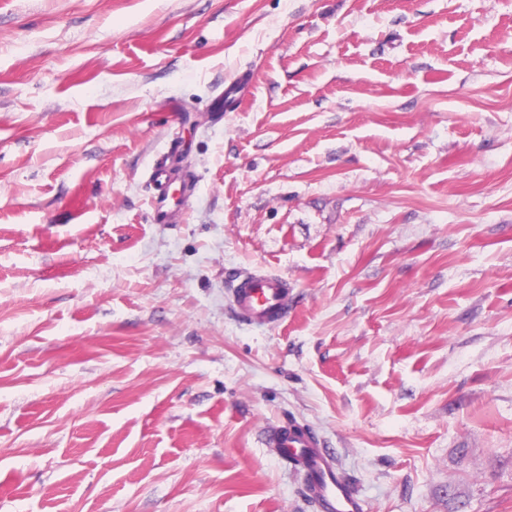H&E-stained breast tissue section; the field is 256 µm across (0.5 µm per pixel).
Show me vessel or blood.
<instances>
[{"label":"vessel or blood","instance_id":"obj_1","mask_svg":"<svg viewBox=\"0 0 512 512\" xmlns=\"http://www.w3.org/2000/svg\"><path fill=\"white\" fill-rule=\"evenodd\" d=\"M152 176L158 191L151 200L156 223L171 222L181 210L184 192L175 189L176 178L164 160H157ZM287 279L253 274L237 279L231 296L235 311L251 323L263 325L286 318ZM269 442L279 457L297 472L304 493L317 512H364L363 499L339 469L336 456L313 433L294 423L271 428Z\"/></svg>","mask_w":512,"mask_h":512}]
</instances>
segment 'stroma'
I'll list each match as a JSON object with an SVG mask.
<instances>
[{"instance_id":"1","label":"stroma","mask_w":512,"mask_h":512,"mask_svg":"<svg viewBox=\"0 0 512 512\" xmlns=\"http://www.w3.org/2000/svg\"><path fill=\"white\" fill-rule=\"evenodd\" d=\"M285 421L512 512V0H0V512H313ZM153 180L158 185V191L151 200L153 219L159 224H169L181 211L184 192L173 188L177 178L168 169L163 158L158 159L152 172ZM231 296L235 311L257 325L287 317L288 280L272 274H253L235 280Z\"/></svg>"}]
</instances>
